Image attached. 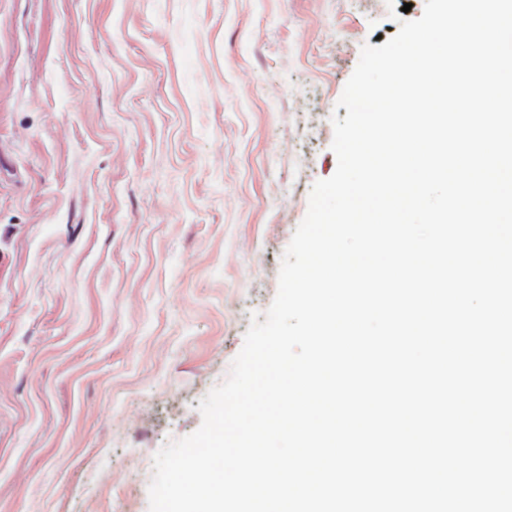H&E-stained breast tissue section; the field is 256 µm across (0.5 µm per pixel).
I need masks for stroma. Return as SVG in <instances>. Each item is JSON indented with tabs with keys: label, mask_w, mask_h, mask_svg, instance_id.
<instances>
[{
	"label": "stroma",
	"mask_w": 512,
	"mask_h": 512,
	"mask_svg": "<svg viewBox=\"0 0 512 512\" xmlns=\"http://www.w3.org/2000/svg\"><path fill=\"white\" fill-rule=\"evenodd\" d=\"M425 0H0V512H149Z\"/></svg>",
	"instance_id": "1"
}]
</instances>
